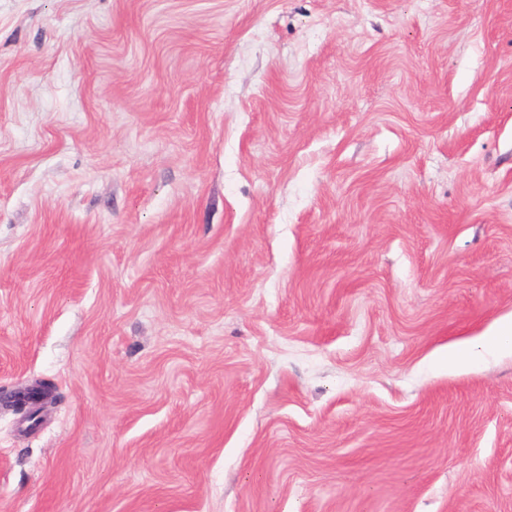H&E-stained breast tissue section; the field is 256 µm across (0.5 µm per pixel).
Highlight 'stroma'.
Listing matches in <instances>:
<instances>
[{
	"label": "stroma",
	"instance_id": "1",
	"mask_svg": "<svg viewBox=\"0 0 512 512\" xmlns=\"http://www.w3.org/2000/svg\"><path fill=\"white\" fill-rule=\"evenodd\" d=\"M512 0H0V512H512ZM471 345H456L448 349V368L476 363L486 355L512 353V315L499 319L493 327Z\"/></svg>",
	"mask_w": 512,
	"mask_h": 512
}]
</instances>
